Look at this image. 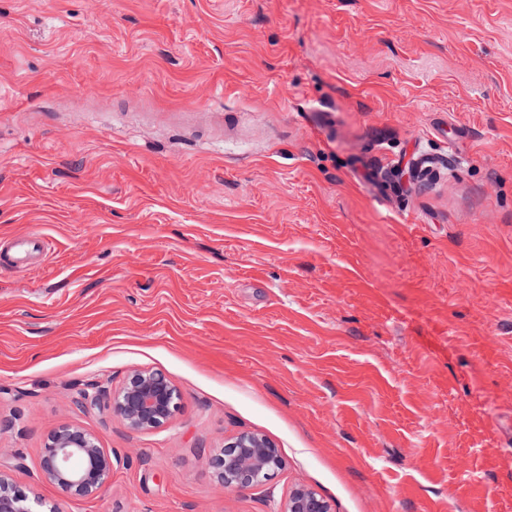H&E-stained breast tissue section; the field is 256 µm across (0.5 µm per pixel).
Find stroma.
Returning a JSON list of instances; mask_svg holds the SVG:
<instances>
[{
  "label": "stroma",
  "instance_id": "35a3bbf8",
  "mask_svg": "<svg viewBox=\"0 0 512 512\" xmlns=\"http://www.w3.org/2000/svg\"><path fill=\"white\" fill-rule=\"evenodd\" d=\"M0 469L59 512H512V0H0ZM148 368L135 432L99 381ZM118 464L44 480L58 425ZM241 432L284 465L225 489ZM8 251H13L17 260L19 259L18 256H23V258L26 259L20 262L15 261V269H28L30 263L27 261V258L39 257L41 260V258L44 259L46 255L44 253L43 240L40 236L37 235H32L31 237L26 238L12 239ZM109 398L112 414L134 431H150L167 424L179 409L180 392L168 377L154 370L131 372L118 390L91 383L82 398L90 405ZM74 459L80 466L72 464ZM112 452L96 438L74 424H62L48 436L40 458L43 477L65 498L89 499L106 489L114 468ZM278 512H331L330 506L319 494L305 487H297L288 495Z\"/></svg>",
  "mask_w": 512,
  "mask_h": 512
}]
</instances>
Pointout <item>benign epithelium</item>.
<instances>
[{"label": "benign epithelium", "instance_id": "obj_1", "mask_svg": "<svg viewBox=\"0 0 512 512\" xmlns=\"http://www.w3.org/2000/svg\"><path fill=\"white\" fill-rule=\"evenodd\" d=\"M108 397L112 414L134 431L167 424L179 409L180 392L165 375L150 369L131 372L117 390L91 383L82 398L95 405ZM212 466L228 490H246L269 481L282 467L278 449L264 436L242 433L212 458ZM114 468L112 452L74 424H62L48 436L40 458L43 477L65 498L89 499L106 489ZM37 502L0 470V512H38ZM278 512H331L319 494L297 487Z\"/></svg>", "mask_w": 512, "mask_h": 512}]
</instances>
